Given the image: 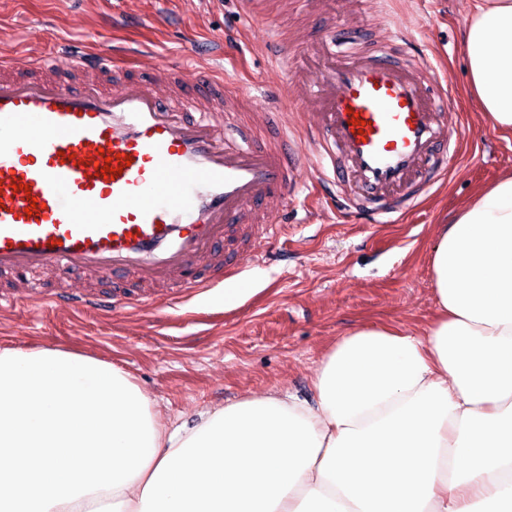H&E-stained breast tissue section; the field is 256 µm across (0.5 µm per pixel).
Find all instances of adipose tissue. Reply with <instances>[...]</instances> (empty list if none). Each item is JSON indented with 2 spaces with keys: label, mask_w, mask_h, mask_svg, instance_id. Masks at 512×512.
Returning <instances> with one entry per match:
<instances>
[{
  "label": "adipose tissue",
  "mask_w": 512,
  "mask_h": 512,
  "mask_svg": "<svg viewBox=\"0 0 512 512\" xmlns=\"http://www.w3.org/2000/svg\"><path fill=\"white\" fill-rule=\"evenodd\" d=\"M468 86L512 135V0H477ZM417 336L351 331L315 403L270 392L167 427L89 355L0 350V512H512V174L475 191L431 257Z\"/></svg>",
  "instance_id": "ef3b65f1"
}]
</instances>
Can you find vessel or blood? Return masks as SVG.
<instances>
[{
  "label": "vessel or blood",
  "mask_w": 512,
  "mask_h": 512,
  "mask_svg": "<svg viewBox=\"0 0 512 512\" xmlns=\"http://www.w3.org/2000/svg\"><path fill=\"white\" fill-rule=\"evenodd\" d=\"M319 16L327 33L305 46L318 68L295 66L287 26L275 31L267 56L283 104L257 120L240 110L243 87L208 71L138 72L103 46L64 68L44 51L26 73L0 57V276L12 282L0 308L43 292L61 308L109 310L131 282L135 304L156 305L159 288L196 293L239 273L241 253L262 256L286 231L265 201L300 199L288 109L309 98L321 106L306 138L326 204L372 224L413 208L458 154L448 88L406 39ZM123 155L117 178L97 175ZM50 267L108 288L44 292L37 274Z\"/></svg>",
  "instance_id": "1"
}]
</instances>
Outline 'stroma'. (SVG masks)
I'll use <instances>...</instances> for the list:
<instances>
[{"instance_id": "35a3bbf8", "label": "stroma", "mask_w": 512, "mask_h": 512, "mask_svg": "<svg viewBox=\"0 0 512 512\" xmlns=\"http://www.w3.org/2000/svg\"><path fill=\"white\" fill-rule=\"evenodd\" d=\"M473 0H336L337 15L359 14L373 30L419 41L455 89L449 118L461 136L447 178L419 207L391 224H359L312 202L295 210L272 197L264 205L288 235L266 258H244L240 274L203 293L177 294L163 310L117 314L69 311L20 301L0 314V349H58L86 354L128 373L150 397L162 424L254 394L279 390L314 401L313 379L336 341L361 326L389 324L411 333L432 319L430 256L442 224L480 187L512 173V137L484 136L488 123L467 101L461 36ZM438 15L439 25L428 23ZM278 18L248 19L237 0H0V47L23 65L42 49L30 37L46 29L56 61L67 47L109 42L136 51L134 67L203 66L233 72L247 87V109L265 111L284 77L264 46ZM241 289L236 304L224 291Z\"/></svg>"}]
</instances>
